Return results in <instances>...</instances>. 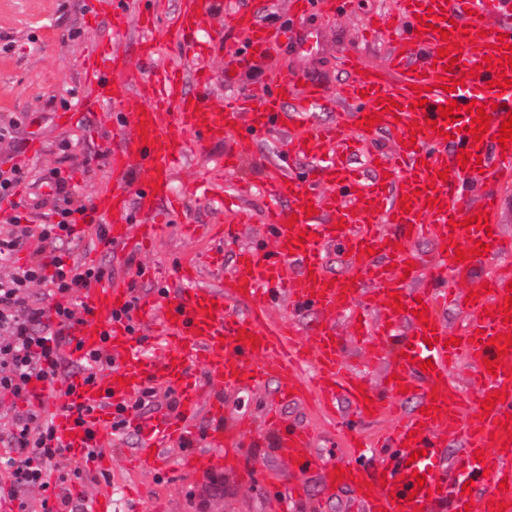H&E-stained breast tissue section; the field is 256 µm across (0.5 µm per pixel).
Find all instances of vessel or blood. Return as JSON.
I'll list each match as a JSON object with an SVG mask.
<instances>
[{"label":"vessel or blood","mask_w":512,"mask_h":512,"mask_svg":"<svg viewBox=\"0 0 512 512\" xmlns=\"http://www.w3.org/2000/svg\"><path fill=\"white\" fill-rule=\"evenodd\" d=\"M351 0H291L297 17L313 8L348 12ZM113 32L129 22L144 31V59H152L160 28L153 4L129 17L127 0H99ZM223 14L224 27L245 32L243 51L227 50L226 65L240 53L260 56L280 40L261 25L254 11L225 7L222 0H185L169 31L183 37ZM210 51L193 46L197 61L195 93H187L180 70L128 72L118 44H105L83 60L91 106L112 107L120 137L111 156L112 187L95 196L94 212L107 219L112 244L139 248L158 230L161 212H177L174 176L189 143L220 142L235 131L258 139L289 132L288 152L310 160V172L296 174L271 165L266 192L271 203L264 227L274 243L270 254L242 248L231 267L222 252L210 266L220 274L218 287L198 285L196 267H183L181 288L164 298H143L139 315L156 337L148 347L113 311L129 299L124 281L85 289V311L75 327L72 358L105 348L111 367L97 371L92 383L56 386L65 402L90 410L75 424L37 387L35 405L52 414L62 446L85 454L87 432L111 428L113 406L154 385L177 392L176 413L157 412L141 421L137 466L167 465L173 447L193 432L198 412L210 425L206 458L183 456L181 465L231 467L237 462V428L224 424V398L203 397L205 385L239 389L276 381L267 419L277 425L282 405L316 401L346 408L371 420L392 415L398 422L386 441L396 457L368 453L352 440L358 455L335 465L322 461L306 428L290 426L279 447L291 461L316 469L327 494H351L350 512H428L443 503L448 512H512V343L498 352L492 341L512 335L506 297H512V272H489L490 255L512 247L502 224L497 191L476 190L478 176L512 179V143H500L503 122L512 118V0H402L399 33L389 55V75L364 69L351 55L355 78L340 91L345 105L331 124L306 126L308 112L328 100L323 84L282 80L261 107L238 99L211 100L213 76L204 64ZM510 79L502 86L500 78ZM488 108L489 127L482 140L471 129L467 105ZM453 107V121L440 110ZM392 138L388 153H373L378 134ZM371 155L372 176L352 167L353 153ZM467 161H459V154ZM144 221L133 224V216ZM430 241L423 258L416 249ZM488 244L478 254L477 243ZM468 254L458 260V251ZM336 255L343 271L326 264ZM474 281L475 289L451 290L449 274ZM282 300L290 318L269 312ZM371 304L350 338L336 330V319L351 308ZM454 307L458 326L441 317ZM251 341L239 340L240 331ZM367 354L378 377L358 370L339 356L343 343ZM270 365H261V358ZM497 363L488 369L486 360ZM309 365L313 383L297 369ZM201 366L203 381L191 376ZM465 368L471 389L453 378ZM492 409H485V402ZM454 435L453 454L443 451L442 433Z\"/></svg>","instance_id":"b4317fda"}]
</instances>
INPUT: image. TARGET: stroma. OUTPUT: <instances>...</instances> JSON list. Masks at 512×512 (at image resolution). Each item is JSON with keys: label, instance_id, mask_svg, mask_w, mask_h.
<instances>
[{"label": "stroma", "instance_id": "obj_1", "mask_svg": "<svg viewBox=\"0 0 512 512\" xmlns=\"http://www.w3.org/2000/svg\"><path fill=\"white\" fill-rule=\"evenodd\" d=\"M236 2L257 11L261 23L270 29H288L287 38L268 55L235 67L232 79L224 77L223 53L209 61L215 75L214 98L246 97L256 107L287 76L301 74L332 89L352 80L343 64L349 50L358 51L366 67L382 66L397 0H356L344 18L315 10L301 20L289 13L288 0ZM137 36V28L132 27L123 37H114L95 0H0V116L22 121L15 138L0 141V168L18 164L33 179L60 171L73 187L71 201L76 207L90 205L99 191L111 187L110 157L118 138L110 107H89L83 102L81 59L96 45L116 39L128 67L140 71ZM64 109L76 114L65 127L58 120ZM35 137L41 140L36 154L29 150ZM235 148L241 162L237 169L225 172L224 184L249 186L242 202L262 214L267 203L262 192L263 165L288 161L285 139L275 136L255 142L240 136ZM223 153V145L211 143L189 153L175 177V187L185 200L184 212L169 217L157 238L132 259L113 261V277L126 281L135 277L145 287L172 290L179 286L176 266L186 258L202 262L201 285L217 287V279L204 265L215 248L208 227L226 220L227 215L221 198L202 196L194 187ZM189 224L197 225L196 235L187 234ZM138 266L153 267L155 273L136 276ZM275 393V385L268 384L224 394L230 413L250 424L238 448L241 470L144 472L131 461L138 436L131 433L119 438L105 431L99 439L108 467L85 461L88 477L76 481L70 492L89 497L99 487L97 474L105 470L111 476L112 512H347L348 495H326L315 471L299 473L288 459L277 455V435L263 425L264 406ZM281 413L284 421L306 424L319 433L318 450L326 462L352 459L354 451L347 446L350 435L373 442L386 430L385 423L363 424L354 418L336 429L326 413L314 406L286 405ZM296 484L306 486L308 492L292 501L288 494Z\"/></svg>", "mask_w": 512, "mask_h": 512}]
</instances>
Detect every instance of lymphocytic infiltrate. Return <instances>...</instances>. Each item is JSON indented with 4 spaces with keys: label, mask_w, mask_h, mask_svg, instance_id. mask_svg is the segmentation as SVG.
I'll return each mask as SVG.
<instances>
[{
    "label": "lymphocytic infiltrate",
    "mask_w": 512,
    "mask_h": 512,
    "mask_svg": "<svg viewBox=\"0 0 512 512\" xmlns=\"http://www.w3.org/2000/svg\"><path fill=\"white\" fill-rule=\"evenodd\" d=\"M47 184L57 199L54 222L24 224L15 216L11 230L0 236V267L10 270L0 277V394L15 404L13 416L0 428V443L7 449L0 468L9 475L11 497L36 487L56 495L52 502L41 499V512H84L67 485L84 479L86 471L57 442L52 418L35 407L33 384L62 374L88 381L96 368L109 365L100 350L73 362L68 371L61 357L62 348L73 343L82 313L76 294L112 277L111 266L74 258L73 251L83 238L104 246L109 239L105 225L94 222L87 206L72 207L66 179L56 176ZM36 285L41 288L37 295L32 292ZM158 409L155 389L145 388L116 406L113 435L124 436L131 419L151 417Z\"/></svg>",
    "instance_id": "lymphocytic-infiltrate-1"
}]
</instances>
